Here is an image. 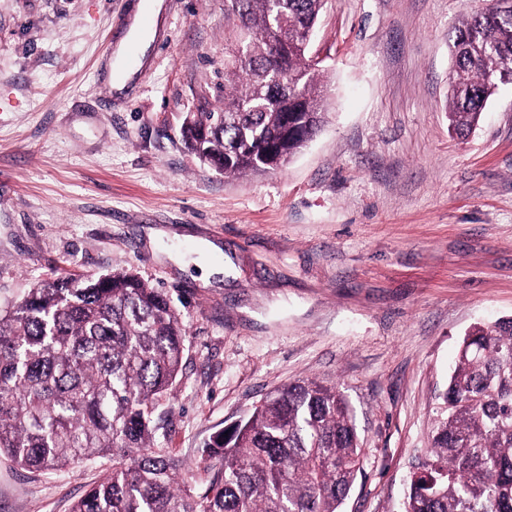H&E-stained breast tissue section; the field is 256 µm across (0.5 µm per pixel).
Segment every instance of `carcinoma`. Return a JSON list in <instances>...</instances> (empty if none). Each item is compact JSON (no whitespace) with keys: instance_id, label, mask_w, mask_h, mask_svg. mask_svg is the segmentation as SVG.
Segmentation results:
<instances>
[{"instance_id":"carcinoma-1","label":"carcinoma","mask_w":512,"mask_h":512,"mask_svg":"<svg viewBox=\"0 0 512 512\" xmlns=\"http://www.w3.org/2000/svg\"><path fill=\"white\" fill-rule=\"evenodd\" d=\"M449 45L448 121L463 135L512 75V0H485ZM324 0H225L224 108L191 115L184 138L224 175L265 174L271 145L293 156L296 130L316 134L326 100L304 31ZM288 45V90L270 66ZM462 339L405 512H512V318ZM185 329L169 295L127 272L56 275L0 313V455L59 471L112 457V471L71 512H340L363 462L351 410L336 388L301 380L265 397L203 450L211 489L178 487L158 448L155 413L176 381Z\"/></svg>"}]
</instances>
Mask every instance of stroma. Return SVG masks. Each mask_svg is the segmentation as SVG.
Listing matches in <instances>:
<instances>
[{
    "label": "stroma",
    "mask_w": 512,
    "mask_h": 512,
    "mask_svg": "<svg viewBox=\"0 0 512 512\" xmlns=\"http://www.w3.org/2000/svg\"><path fill=\"white\" fill-rule=\"evenodd\" d=\"M149 4L0 0V308L55 274L135 273L185 326L158 445L193 493L215 478V431L314 379L364 448L342 512H404L462 337L512 317V85L466 137L446 112L448 43L483 0H325L320 131L276 172L233 177L182 140L224 103V0H163L126 90L106 80ZM111 469L1 456L0 512H70Z\"/></svg>",
    "instance_id": "obj_1"
}]
</instances>
